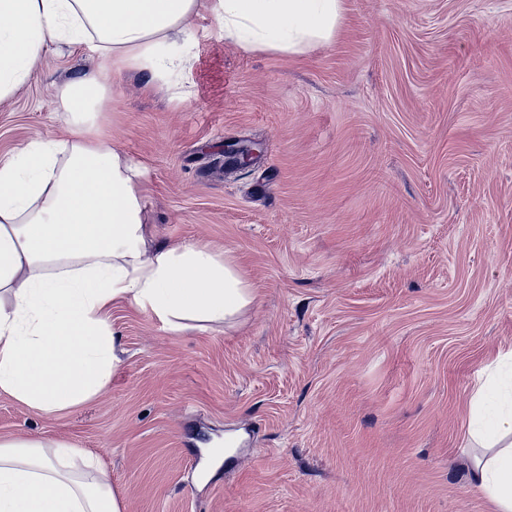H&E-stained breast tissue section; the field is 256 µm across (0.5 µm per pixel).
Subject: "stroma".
<instances>
[{"label":"stroma","mask_w":512,"mask_h":512,"mask_svg":"<svg viewBox=\"0 0 512 512\" xmlns=\"http://www.w3.org/2000/svg\"><path fill=\"white\" fill-rule=\"evenodd\" d=\"M168 85L112 75L100 121L148 170L160 244L231 252L257 300L175 334L113 306L105 391L0 437L77 443L122 512H492L469 480V397L512 350V0H346L300 58L225 43L208 11ZM48 45L0 104V157L63 131L91 71ZM257 141L244 171L224 144Z\"/></svg>","instance_id":"35a3bbf8"}]
</instances>
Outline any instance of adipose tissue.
<instances>
[{"instance_id":"ef3b65f1","label":"adipose tissue","mask_w":512,"mask_h":512,"mask_svg":"<svg viewBox=\"0 0 512 512\" xmlns=\"http://www.w3.org/2000/svg\"><path fill=\"white\" fill-rule=\"evenodd\" d=\"M203 8L226 42L299 56L335 40L344 0H0V103L31 80L48 43L98 61L57 91L65 139L0 158V393L38 413L107 387L121 352L106 319L114 304L181 333L232 324L256 299L236 261L209 244H154L145 168L96 125L112 102V70L146 75L153 89L184 67L168 44ZM470 407L480 447L470 480L494 512H512V375L490 372ZM0 512H121V502L75 444L12 438L0 439Z\"/></svg>"}]
</instances>
